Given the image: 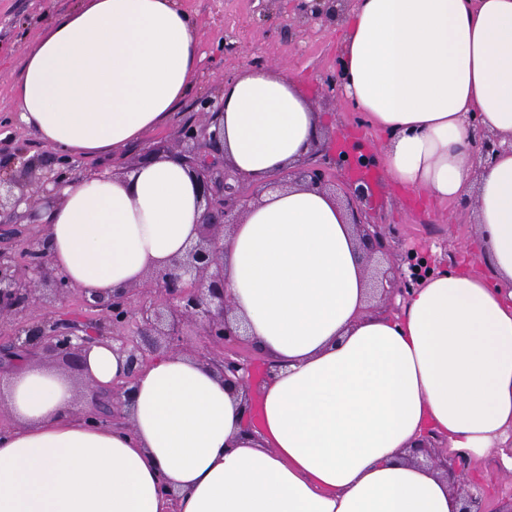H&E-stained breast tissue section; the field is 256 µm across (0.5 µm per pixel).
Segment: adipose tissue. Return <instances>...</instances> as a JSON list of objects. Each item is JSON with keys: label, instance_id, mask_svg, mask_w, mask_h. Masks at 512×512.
Wrapping results in <instances>:
<instances>
[{"label": "adipose tissue", "instance_id": "adipose-tissue-1", "mask_svg": "<svg viewBox=\"0 0 512 512\" xmlns=\"http://www.w3.org/2000/svg\"><path fill=\"white\" fill-rule=\"evenodd\" d=\"M344 96L381 131L395 186L476 199L487 269L438 271L368 311L354 229L333 195L269 188L320 117L278 67L224 82V156L258 199L219 245L233 314L272 365L243 400L181 351L129 383L130 425L90 424V399L41 362L0 373V512H458L439 472L406 455L428 431L448 453L512 472V0H352ZM200 38L178 0H79L26 44L15 119L59 155L112 159L165 125L198 81ZM504 149L480 167L470 118ZM38 208L47 259L89 295L141 284L197 236L200 195L176 155L68 181ZM126 358L83 352L111 391Z\"/></svg>", "mask_w": 512, "mask_h": 512}]
</instances>
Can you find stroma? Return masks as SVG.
Instances as JSON below:
<instances>
[{
    "mask_svg": "<svg viewBox=\"0 0 512 512\" xmlns=\"http://www.w3.org/2000/svg\"><path fill=\"white\" fill-rule=\"evenodd\" d=\"M197 22L202 60L193 96L164 126L149 131L141 147L111 161L114 172L129 170L145 149L175 153L181 148L180 130L201 123L198 101L221 95L225 78L240 68L262 64L285 68L303 84L316 112L326 123L338 153L354 155L373 147L378 138L362 112L344 99L326 96L324 78L339 66L341 29L338 21L300 24V0H180ZM77 0H0V174H19L23 161L48 160L52 152L24 127L7 124L15 103L12 84L20 68L23 46L54 17L74 8ZM238 42L237 52L224 50L227 40ZM378 181L364 202L377 220L391 225L396 234L394 255L425 258L432 268L452 270L476 259L473 204L451 200L419 205L396 190L374 165ZM38 224L25 213H0V250L15 252L38 237Z\"/></svg>",
    "mask_w": 512,
    "mask_h": 512,
    "instance_id": "1",
    "label": "stroma"
}]
</instances>
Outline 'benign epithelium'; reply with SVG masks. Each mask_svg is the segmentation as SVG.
Instances as JSON below:
<instances>
[{"instance_id":"7a95c632","label":"benign epithelium","mask_w":512,"mask_h":512,"mask_svg":"<svg viewBox=\"0 0 512 512\" xmlns=\"http://www.w3.org/2000/svg\"><path fill=\"white\" fill-rule=\"evenodd\" d=\"M344 2L301 0V14L310 22L331 20L339 16ZM200 105L205 120L198 126L182 129V149L177 152L200 187L204 211L198 225L199 239L184 255L173 258L169 268L149 274L139 286L115 288L108 298H89L70 288L63 277L50 268L46 241L30 242L18 256L0 251V323L16 322L13 333L6 337L0 335V359L19 349L38 348L49 355L72 358L81 365L82 350L89 341L105 338L121 343L120 350L127 354L126 381L112 387L110 399L93 396L94 419L99 422L121 417L119 399L125 386L159 348L182 349L185 327L190 325L206 340L205 346L195 351L194 356L219 369L224 380H234L250 390L246 374L250 373V362L257 348L254 342L243 337L240 323L231 317L218 242L226 228L238 223L255 193L247 186L244 176L226 163L224 152L219 150L223 130L217 122V114L222 103L206 97ZM471 127L477 160L488 164L501 151L500 138L477 120L471 122ZM42 165L39 160H30L25 163L24 175L0 177V207L6 203L16 207L33 184L38 192L54 197V190L60 185L58 178L30 179ZM288 176L291 184L325 190L338 177L335 155L326 147L321 159L304 160L289 171ZM342 193L341 202L355 229L359 250L368 259L377 254L392 255L390 227L372 221L371 215L363 209L364 182L345 178ZM420 277L413 269L408 275L401 270L391 274L385 271L379 273L374 284L381 291V300L394 311L396 297H403L410 289L418 287ZM43 285L51 288L58 301L78 296L80 305L100 314V319L89 327L77 319L58 318L48 311L37 321L25 322L27 310L40 299L38 292ZM446 444L444 437L431 433L412 451L411 461L444 470L450 488L461 500L460 512H502L488 508L490 491L481 482L472 480V461L443 457Z\"/></svg>"}]
</instances>
